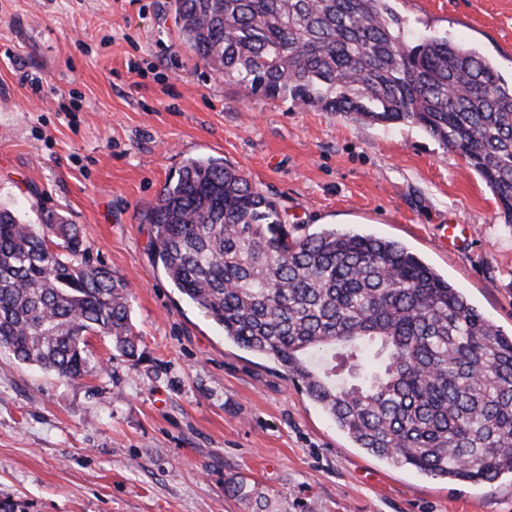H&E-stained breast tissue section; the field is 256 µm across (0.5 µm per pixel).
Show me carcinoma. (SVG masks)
Here are the masks:
<instances>
[{
	"mask_svg": "<svg viewBox=\"0 0 512 512\" xmlns=\"http://www.w3.org/2000/svg\"><path fill=\"white\" fill-rule=\"evenodd\" d=\"M178 39L247 97L356 124H412L461 155L512 224V82L468 43L421 34L395 0H173ZM151 257L224 338L273 359L357 448L431 477L512 472V335L403 244L295 235L239 170L189 158L142 213ZM73 224L0 206V351L67 378L87 336L132 361L128 284ZM227 491L268 502L241 479Z\"/></svg>",
	"mask_w": 512,
	"mask_h": 512,
	"instance_id": "obj_1",
	"label": "carcinoma"
}]
</instances>
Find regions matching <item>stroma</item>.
<instances>
[{
    "label": "stroma",
    "instance_id": "stroma-1",
    "mask_svg": "<svg viewBox=\"0 0 512 512\" xmlns=\"http://www.w3.org/2000/svg\"><path fill=\"white\" fill-rule=\"evenodd\" d=\"M171 0H0V204L76 225L128 283L136 361L66 379L0 351V505L20 512H512V474L427 477L354 447L280 366L225 340L153 264L141 214L190 157L253 180L299 234L333 224L407 245L512 333V224L420 128L247 98L178 40ZM512 79V0H396ZM41 79L33 91L32 79ZM227 491L232 495V497H235L240 501H248L249 503L254 502L257 510H254L253 512H269L266 510L268 508L267 498L256 495L254 489L251 488L247 481L241 479L237 482H233L227 486Z\"/></svg>",
    "mask_w": 512,
    "mask_h": 512
}]
</instances>
